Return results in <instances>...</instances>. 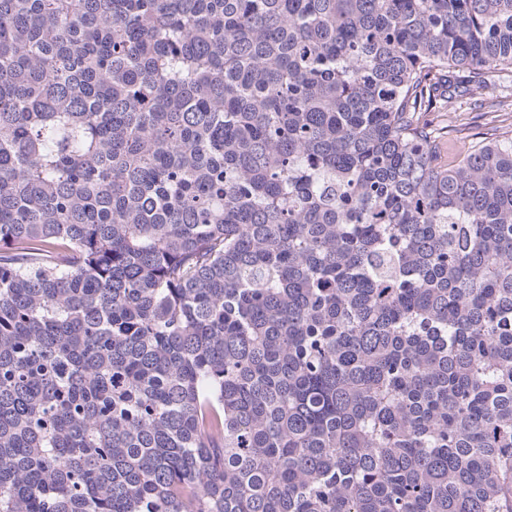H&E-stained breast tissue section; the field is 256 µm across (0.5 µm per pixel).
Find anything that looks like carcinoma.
Returning a JSON list of instances; mask_svg holds the SVG:
<instances>
[{
	"instance_id": "1",
	"label": "carcinoma",
	"mask_w": 512,
	"mask_h": 512,
	"mask_svg": "<svg viewBox=\"0 0 512 512\" xmlns=\"http://www.w3.org/2000/svg\"><path fill=\"white\" fill-rule=\"evenodd\" d=\"M512 0H0V512H512ZM463 108L467 110V112H462L464 125L450 123L453 117L444 115V112L430 117H436L435 121H443L446 124H452V126L456 124V127L448 128V143L455 147H460L472 140L483 139L484 136H488L485 134L490 132L492 127H500L501 129H511L512 127V112L510 109L500 112H485L486 109H475L472 105H464Z\"/></svg>"
}]
</instances>
